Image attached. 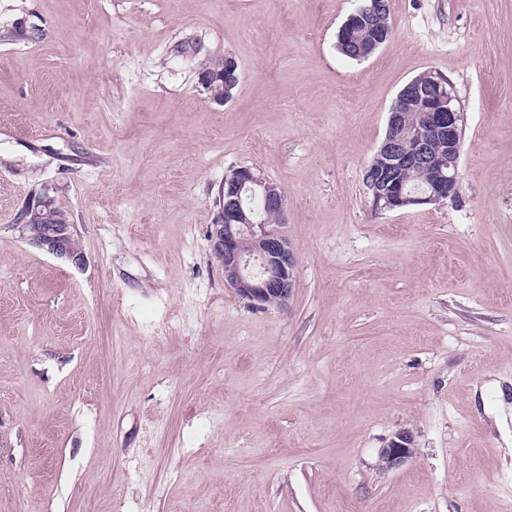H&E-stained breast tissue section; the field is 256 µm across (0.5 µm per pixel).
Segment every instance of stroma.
Listing matches in <instances>:
<instances>
[{
    "label": "stroma",
    "mask_w": 512,
    "mask_h": 512,
    "mask_svg": "<svg viewBox=\"0 0 512 512\" xmlns=\"http://www.w3.org/2000/svg\"><path fill=\"white\" fill-rule=\"evenodd\" d=\"M360 2L0 0V512H512V0H389L358 62ZM428 71L457 194L375 210L363 170ZM242 166L286 196L282 310L209 247ZM46 185L82 267L15 226ZM388 5V10L386 7H380L382 4H375L372 0H364L347 18L351 15V18L348 20V24L350 27H346L342 29V26L339 28L337 33V41L336 47L337 50L345 57L355 60L361 61L365 59V55L368 52L367 50L371 49L369 53L373 52L374 49L378 46L379 41H383L385 39L384 34L381 29H379L378 25H381V22H386L390 27V32L387 35V39L382 43L383 45L391 36L393 32L391 22H390V10L388 0H384ZM373 7L375 9L377 20V28H375V19L374 14L371 12H359L363 11L365 7ZM357 14V15H354ZM353 24H359L364 28L372 29V30H364L359 27L353 26ZM375 42V43H374ZM374 43V45H373ZM381 44V45H382ZM373 45V47H372ZM378 49H376L372 54H374ZM371 54V55H372ZM237 63L236 61L231 57L224 58L223 67L221 69L220 63L217 64V67H214L213 69H221L220 71H214V70H204L202 72L201 76V83L204 86V88L210 93L213 86L215 85L217 79H221V82L219 83L223 87V93L220 97H213L212 98L216 101L222 102L224 100V88L230 89L231 87L235 86L239 82V73L237 71ZM237 86V85H236ZM235 86V87H236ZM233 87L230 90V95L232 91L235 89ZM414 440L408 430H400L378 453V466L383 471L400 468L414 455Z\"/></svg>",
    "instance_id": "35a3bbf8"
}]
</instances>
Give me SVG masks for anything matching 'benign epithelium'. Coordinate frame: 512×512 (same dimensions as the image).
<instances>
[{
	"label": "benign epithelium",
	"instance_id": "1",
	"mask_svg": "<svg viewBox=\"0 0 512 512\" xmlns=\"http://www.w3.org/2000/svg\"><path fill=\"white\" fill-rule=\"evenodd\" d=\"M201 81L208 91L217 82L228 89L235 86L239 82L236 61L224 58L222 69L203 71ZM405 92L418 103L427 104L429 111L421 113L418 122L411 121L404 112L390 114L380 149L383 165L376 167L366 181L373 204L380 210L438 204L457 192L463 112L455 104L453 88L411 82ZM443 148L448 149V175L440 178L430 191L405 194L394 183L392 170L429 167ZM250 197L261 198L266 209L284 216L285 198L278 185L247 167H239L224 176L208 235L210 247L224 271L226 287L253 307L267 309L272 301L275 307L284 308L294 294L297 258L288 238L270 229L263 220L247 217L244 203ZM54 204L50 187H43L37 198L17 215L16 226L30 245L80 267L85 262L84 253L75 244L76 225L70 222L67 213L57 212L52 224L38 223L42 213L53 210ZM413 445L409 431L397 432L379 450V468L392 471L403 466L414 455Z\"/></svg>",
	"mask_w": 512,
	"mask_h": 512
}]
</instances>
